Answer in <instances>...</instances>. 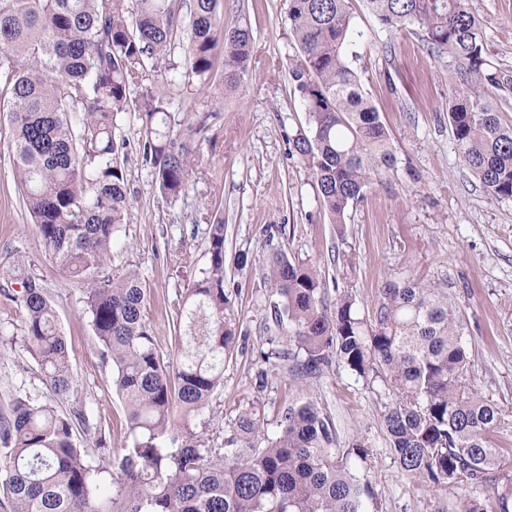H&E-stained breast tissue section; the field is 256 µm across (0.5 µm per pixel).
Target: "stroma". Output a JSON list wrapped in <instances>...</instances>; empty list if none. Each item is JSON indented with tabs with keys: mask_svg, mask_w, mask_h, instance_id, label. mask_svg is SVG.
I'll return each mask as SVG.
<instances>
[{
	"mask_svg": "<svg viewBox=\"0 0 512 512\" xmlns=\"http://www.w3.org/2000/svg\"><path fill=\"white\" fill-rule=\"evenodd\" d=\"M224 23L243 24L253 50L239 94L210 88L187 94L166 89L169 111L198 127L196 162L185 192L163 200L141 161V122L136 112L117 132L128 159L129 218L112 245V274L137 270L150 290L148 318L162 350L177 346L169 323L177 299L192 285L176 256L190 251L196 269L209 262L205 229L224 219V286L240 320L242 348L224 368V384L197 421L209 447L220 448L238 414L254 404L268 422L288 405L314 401L336 424L340 447L360 443L375 497L368 512H457L469 489L413 487L398 469L381 420L389 396L335 363L319 378L302 381L289 370L260 379L261 353L289 343L278 325L263 281V261L273 253L309 259L352 292L361 310L373 308L381 283L404 272L443 288L464 319L473 382L482 395L512 411V199L488 195L465 168L448 128L447 107L460 86L447 58L428 52L417 26L381 27L362 0H352L360 31L347 52L363 87L387 125L398 157L393 172L331 223L317 200L314 178L292 153L297 131L308 130L303 103L293 88L288 58V0H223ZM486 25L494 67L512 76V0H470ZM11 126L0 112V288L4 272L23 267L40 276L66 336L77 394L96 403L108 447L127 446L122 401L112 391L82 293L44 253L24 207L9 161ZM247 253L253 263L237 268ZM52 398L39 366L14 344L0 343V413L15 394Z\"/></svg>",
	"mask_w": 512,
	"mask_h": 512,
	"instance_id": "35a3bbf8",
	"label": "stroma"
}]
</instances>
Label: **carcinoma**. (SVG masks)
<instances>
[{
	"label": "carcinoma",
	"instance_id": "1",
	"mask_svg": "<svg viewBox=\"0 0 512 512\" xmlns=\"http://www.w3.org/2000/svg\"><path fill=\"white\" fill-rule=\"evenodd\" d=\"M176 0H0V93L9 95L12 170L46 256L82 289L85 311L112 388L127 411L130 446L93 458L76 426L106 443L101 416L80 399L64 413L19 394L0 414V512H367L373 496L356 474L368 449L337 447L336 425L313 401L286 408L268 436L255 406L243 409L210 448L198 418L224 384L239 347V320L224 288V221L207 225L209 267L178 301L176 355L158 346L146 319L150 292L141 275L107 271L112 243L127 223V160L116 139L122 114L137 107L142 156L162 197L177 201L201 131L177 118L157 76L192 91L216 84L236 94L253 48L247 26H226L221 0H189L185 37L175 42ZM389 29L418 25L429 51L448 57L461 87L448 101V125L462 164L489 195L512 198V125L501 123L493 90L508 79L488 60L483 21L469 0H364ZM297 46L289 72L308 114L309 133L292 139L310 169L332 223L397 158L346 48L351 0H288ZM180 61L171 62L174 53ZM264 282L288 322V348L261 353L272 367L316 378L338 360L382 381L391 402L381 414L398 468L416 487L487 482L499 465L492 435L508 414L471 384L464 325L448 295L391 275L373 318L351 292L329 299L308 261L276 253ZM3 296L21 309V334L0 318V335L20 342L55 396L73 392L67 339L44 280L25 270ZM265 446H259V440ZM460 512H512V486L473 495Z\"/></svg>",
	"mask_w": 512,
	"mask_h": 512
}]
</instances>
